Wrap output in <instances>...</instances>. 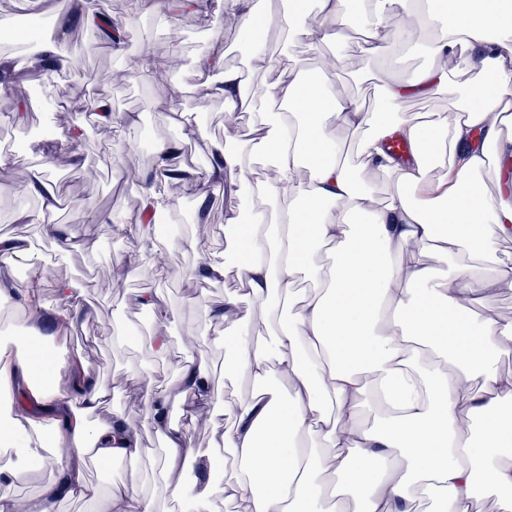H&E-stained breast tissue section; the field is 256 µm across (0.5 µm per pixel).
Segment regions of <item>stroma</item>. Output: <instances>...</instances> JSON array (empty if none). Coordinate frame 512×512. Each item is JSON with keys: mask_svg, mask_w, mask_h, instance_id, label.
<instances>
[{"mask_svg": "<svg viewBox=\"0 0 512 512\" xmlns=\"http://www.w3.org/2000/svg\"><path fill=\"white\" fill-rule=\"evenodd\" d=\"M141 0H111V14L131 33L128 54L150 49L162 75L157 82L145 83L134 73H124L123 64L111 49L96 50L88 32L74 18L72 11L60 10L58 0H42L44 15L51 21L52 31L72 44L79 64L64 77L54 78L50 87L27 80L16 83L18 94L31 98L26 110L0 107V131H8L20 148L9 164L0 165V232L27 238H43V227L17 221L22 210L38 209L37 198L23 195L18 190L25 177V166L38 159L39 150L51 147L54 163L50 175L55 181H67L65 193L74 199V206L60 212L59 218L72 236L83 237L82 245L73 247L67 257L58 259L55 273L58 280L73 282L82 288V304L92 307L93 315L80 321L59 338L65 352H73L85 359L95 377L111 392L108 405L101 416L114 413L123 415L130 424L141 427L144 445L148 450L133 469L140 482H148L154 460L162 452L161 439L147 427L148 394L167 388L177 377L185 359L209 365L212 370V393L215 404L225 399L246 400L252 394L248 379L228 378L224 375V348L216 342L223 335V327L211 324L204 316L203 306L220 304L225 295L236 291L234 277L223 282L201 286L191 276L199 257L172 249L168 252L165 268H157L154 258H147L141 272L125 276L124 258L136 252L139 241L135 233L121 232V225H132L138 220L140 185L117 190V180L123 169L132 167L146 172L152 159L149 150L139 147L141 136L138 125L113 128L95 122H86L76 116L77 125L83 126L89 140L82 148V165H74L70 152L60 145L58 138L45 139L39 131L49 123L57 110L56 101L62 88H69L67 104H88V91L96 86L110 89L112 107L117 112H141L153 122L167 123L172 112L194 110L199 112L204 137L195 139L194 162L204 161L208 144L224 137V103L218 99L199 97H171L173 86L201 88L196 75L197 61L208 54L213 43L209 37L220 25L219 18H206L198 22L183 20L178 32H170L156 18L144 14ZM267 46L271 47L276 65L251 74L257 97H264L273 84L280 64L298 66L303 72L318 71L319 60L330 56L336 63L326 78L333 82L337 96L368 98L372 90L390 78L407 79L414 71L428 65L426 55L412 53L400 58L398 66H391L388 54L397 46L396 41L384 38L387 53L381 57L369 55L358 39H347L325 44L317 49L289 42L278 30H269ZM92 166L100 177L93 183L84 182L82 172ZM109 214L108 222L88 227L87 219L98 213ZM161 292L170 303V315L164 328L149 324L140 329L145 313L139 306L141 295ZM164 331L167 348L158 351L154 344L157 331ZM193 336L197 345L186 350L183 336Z\"/></svg>", "mask_w": 512, "mask_h": 512, "instance_id": "stroma-1", "label": "stroma"}]
</instances>
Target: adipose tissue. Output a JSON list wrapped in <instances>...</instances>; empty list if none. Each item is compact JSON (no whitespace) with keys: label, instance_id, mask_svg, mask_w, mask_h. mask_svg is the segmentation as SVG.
<instances>
[{"label":"adipose tissue","instance_id":"obj_1","mask_svg":"<svg viewBox=\"0 0 512 512\" xmlns=\"http://www.w3.org/2000/svg\"><path fill=\"white\" fill-rule=\"evenodd\" d=\"M215 1L237 40L249 45L256 69L272 65L264 50L269 26L310 47L357 29L375 54L390 20L419 12V0H360L354 16L345 13V0H315L310 12L289 0L144 6L175 27L184 16L207 14ZM427 14L439 23L428 47L431 65L407 82L388 79L373 113L355 99L333 98L328 85L292 66L277 68L267 92L280 111L261 112L241 72L225 66L222 45L199 62L210 75L207 96L223 100L227 114H252L260 132L215 144L211 164L181 179L203 201L223 188L226 173L237 175L242 202L224 214L234 248L202 257L193 275L203 282L235 275L238 293L207 307L206 315L226 325L218 339L225 374L248 378L258 390L249 400L225 403L232 425L204 454L209 477L201 484L189 480L203 455L189 428L214 412L209 366L185 360L172 386L149 395L148 425L165 444L156 486L179 512H216L217 503L237 500L244 512H412L423 497L438 512H473L483 488L495 494L498 512H512V373L497 366L512 351V323L489 310L471 314L493 290L512 288V260L499 256L500 243L512 239V138L501 135L512 111V0H447L446 11L432 5ZM462 58L491 77L482 96L462 87L453 116L432 121L406 112L409 99L447 87L450 64ZM340 128L359 133L358 164L340 157ZM396 139L407 147L400 158L388 152ZM179 142H155L140 193V247L125 261L127 275L161 245L201 250L196 234L164 242L150 222L173 207L157 185ZM493 158L494 201L483 180ZM369 172L393 186L382 206L370 204ZM26 191L41 207L23 221L43 224L57 252L68 254L70 234L43 222L58 198L55 182L38 172ZM430 252L452 263L451 273L427 264ZM22 266L39 272L43 258L25 239L1 235V306L12 303ZM302 277L316 288L299 300L294 286ZM245 296L264 302L267 335L247 336ZM273 370L280 381L271 385ZM474 374L484 382L477 390ZM18 381L33 402L23 414L7 392ZM106 396L87 366L73 368L31 328L0 337V447L15 451L14 461L0 467V485L23 480L35 465L59 472L36 498L1 494L0 512H55L65 498L86 500L94 512H156L154 495L137 481L102 489L87 479L88 458L109 465L145 453L139 431L122 417L99 419ZM369 401L378 414L373 427L363 421ZM61 448L66 457L58 456Z\"/></svg>","mask_w":512,"mask_h":512}]
</instances>
